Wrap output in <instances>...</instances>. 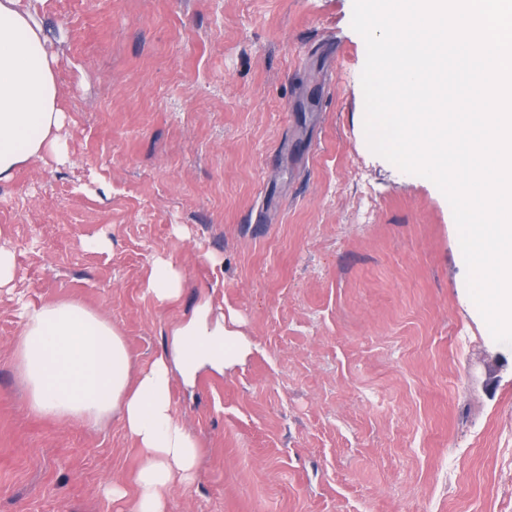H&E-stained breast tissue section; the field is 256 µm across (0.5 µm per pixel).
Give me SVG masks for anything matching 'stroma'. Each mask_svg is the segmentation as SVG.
Masks as SVG:
<instances>
[{
	"mask_svg": "<svg viewBox=\"0 0 512 512\" xmlns=\"http://www.w3.org/2000/svg\"><path fill=\"white\" fill-rule=\"evenodd\" d=\"M72 164L0 185L16 291L110 320L136 366L204 297L253 347L175 385L197 438L166 512H512V344L471 299L445 195L366 140L353 0H46ZM104 237L107 249L83 242ZM159 258L183 276L159 302ZM0 291V512H117L115 415L34 413ZM182 275L165 260L154 262L148 274V292L161 302L174 301L182 294Z\"/></svg>",
	"mask_w": 512,
	"mask_h": 512,
	"instance_id": "1",
	"label": "stroma"
}]
</instances>
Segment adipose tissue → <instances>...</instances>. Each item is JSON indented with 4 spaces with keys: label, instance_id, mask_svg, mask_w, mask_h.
Listing matches in <instances>:
<instances>
[{
    "label": "adipose tissue",
    "instance_id": "ef3b65f1",
    "mask_svg": "<svg viewBox=\"0 0 512 512\" xmlns=\"http://www.w3.org/2000/svg\"><path fill=\"white\" fill-rule=\"evenodd\" d=\"M56 65L38 12L21 0H0V184L29 161L68 160ZM16 304L17 356L31 410L92 424L118 415L142 457L131 512H166L167 495L191 483L200 454L173 412V385L190 386L201 371L221 374L242 363L250 340L205 299L169 329L152 364L138 371L120 334L100 314L74 302L37 306L20 297Z\"/></svg>",
    "mask_w": 512,
    "mask_h": 512
}]
</instances>
